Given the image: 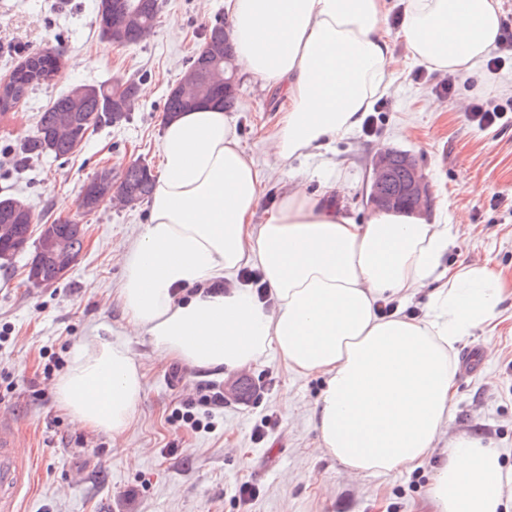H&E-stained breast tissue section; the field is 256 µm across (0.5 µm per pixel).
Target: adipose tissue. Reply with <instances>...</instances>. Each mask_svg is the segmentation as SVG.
I'll return each mask as SVG.
<instances>
[{"mask_svg": "<svg viewBox=\"0 0 512 512\" xmlns=\"http://www.w3.org/2000/svg\"><path fill=\"white\" fill-rule=\"evenodd\" d=\"M398 33L387 0H228L243 75L279 87L286 107L270 139L280 165L328 151L357 129L393 85V49L435 71L469 73L502 36L500 0H402ZM149 222L125 255L119 298L155 354L203 371H234L276 354L320 375L313 419L319 446L351 476L407 470L427 460L451 421L457 344L500 316L512 281L491 263L442 266L447 222L377 209L358 221L326 193L289 176L280 201L255 217L261 174L232 119L201 106L167 120ZM257 264L269 301L249 288L187 287ZM430 287L423 317L400 307ZM397 304L379 315L378 301ZM144 374L128 347H78L55 384L82 427L122 435ZM435 471L434 512H505L512 475L480 438H447Z\"/></svg>", "mask_w": 512, "mask_h": 512, "instance_id": "ef3b65f1", "label": "adipose tissue"}]
</instances>
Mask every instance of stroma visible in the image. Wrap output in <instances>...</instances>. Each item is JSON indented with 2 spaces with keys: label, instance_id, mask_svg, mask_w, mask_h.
Returning a JSON list of instances; mask_svg holds the SVG:
<instances>
[{
  "label": "stroma",
  "instance_id": "1",
  "mask_svg": "<svg viewBox=\"0 0 512 512\" xmlns=\"http://www.w3.org/2000/svg\"><path fill=\"white\" fill-rule=\"evenodd\" d=\"M149 37L116 46L95 23L97 0H0V78L29 55L61 53L63 68L39 85L13 111L0 114V198L33 203L35 214L84 224V248L56 283L28 282L23 251L0 267V414L19 435L36 466L17 512H431V477L446 459L437 446L413 470L352 477L318 448L311 411L322 378L302 376L268 358L227 373L202 372L176 361H159L142 337L130 334L117 290L125 277L121 255L148 221L147 203H109L86 214L79 207L84 183L101 167L122 174L133 162L159 172L164 103L205 27L227 11V0H162ZM397 80L371 110L373 133L362 130L336 139L327 153L275 168L266 136L282 114L273 89L241 77L229 115L243 145L263 173L262 204L276 203L289 174L306 179L309 192L336 182L337 208L362 218L365 194L379 148L412 154L433 195L434 209H447L445 264L492 258L512 276V112L482 130L467 118L477 95L512 96V57L498 70L477 63L461 76L452 95L437 94L441 72L422 69L396 43ZM136 79L149 89L129 118L89 133L77 152L22 158L39 113L78 84ZM483 186L481 195L467 186ZM492 340L495 355L473 373L457 371L452 432L491 440L512 471V297L501 305ZM97 339L125 343L144 373L135 418L121 438L91 430L60 407L55 378L44 365L68 368L75 350ZM213 384L226 387L224 412L209 429L174 423L171 413ZM271 423L263 440L253 429ZM260 490L240 497L242 482Z\"/></svg>",
  "mask_w": 512,
  "mask_h": 512
}]
</instances>
